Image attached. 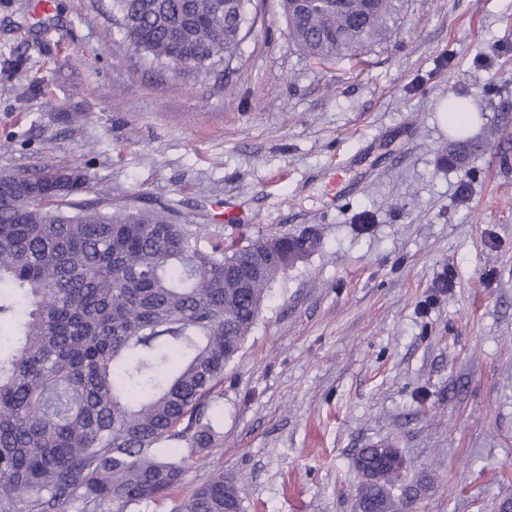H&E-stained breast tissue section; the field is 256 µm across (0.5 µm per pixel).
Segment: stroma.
Here are the masks:
<instances>
[{
	"label": "stroma",
	"instance_id": "35a3bbf8",
	"mask_svg": "<svg viewBox=\"0 0 512 512\" xmlns=\"http://www.w3.org/2000/svg\"><path fill=\"white\" fill-rule=\"evenodd\" d=\"M111 0H0V174L76 166L184 224L316 229L272 286L210 411L244 512H355L365 445L423 482L412 512L512 500V0H401L360 58L320 64L251 0L210 72L141 61ZM469 102L466 133L439 104ZM470 145L459 159L458 142ZM230 202L244 228L218 222Z\"/></svg>",
	"mask_w": 512,
	"mask_h": 512
}]
</instances>
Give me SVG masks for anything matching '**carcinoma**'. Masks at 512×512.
<instances>
[{"label": "carcinoma", "mask_w": 512, "mask_h": 512, "mask_svg": "<svg viewBox=\"0 0 512 512\" xmlns=\"http://www.w3.org/2000/svg\"><path fill=\"white\" fill-rule=\"evenodd\" d=\"M250 0H112L143 59L209 71L239 50ZM290 39L361 55L395 0H282ZM79 167L0 174V512H138L183 483L218 432L209 400L271 284L302 261L285 231L201 245L163 205L84 200ZM357 512H406L397 449H361ZM174 512H243L224 473Z\"/></svg>", "instance_id": "carcinoma-1"}]
</instances>
